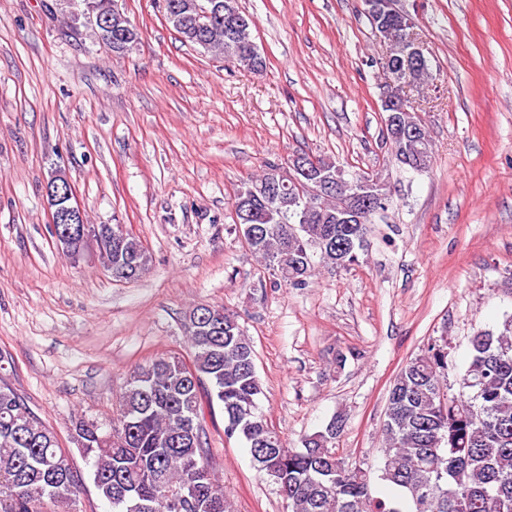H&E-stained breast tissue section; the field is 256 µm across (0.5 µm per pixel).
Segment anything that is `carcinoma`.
Returning a JSON list of instances; mask_svg holds the SVG:
<instances>
[{
	"mask_svg": "<svg viewBox=\"0 0 512 512\" xmlns=\"http://www.w3.org/2000/svg\"><path fill=\"white\" fill-rule=\"evenodd\" d=\"M213 0H162L176 9L181 41L210 50L248 70L266 60L252 25L229 27L221 19L197 25L198 9ZM87 0H65L58 13L83 15ZM395 58L404 57L407 19L397 18ZM391 160L422 173L433 160L426 128L413 136L394 125L383 131ZM342 194L326 197L305 183L278 196L257 194L250 211L255 233L248 249L277 284L305 288L318 268L359 261L367 224H338ZM99 253L112 277L135 280L151 256L140 237L102 235ZM182 325L192 359L160 356L138 367L115 402L112 419L82 420L77 440L95 458L93 483L118 512H174L173 500L188 497L184 512H230L224 487L212 475L202 398L224 412V436L246 446L253 468L268 477L287 512H512V315L496 329L470 337V354L459 376L461 391L448 393L447 345L434 342L405 364L387 397L378 479L336 452L343 419L290 448L259 411L262 386L255 350L235 314L194 306ZM0 366V512H47V504L75 512L80 480L62 455L53 431L11 388Z\"/></svg>",
	"mask_w": 512,
	"mask_h": 512,
	"instance_id": "cac0c4a2",
	"label": "carcinoma"
}]
</instances>
